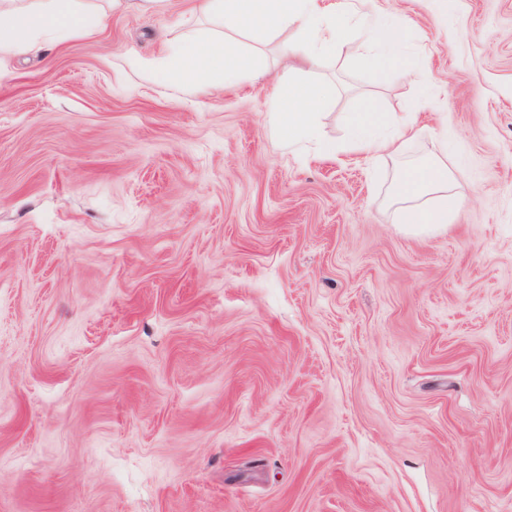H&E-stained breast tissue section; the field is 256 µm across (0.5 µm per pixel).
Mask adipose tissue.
<instances>
[{
  "mask_svg": "<svg viewBox=\"0 0 512 512\" xmlns=\"http://www.w3.org/2000/svg\"><path fill=\"white\" fill-rule=\"evenodd\" d=\"M133 2L147 13L160 0H96L89 7L81 0H0V57L35 49L44 42H67ZM370 2L337 0L324 7L320 0H197L199 14L223 25V38L199 31L170 42L162 56L142 59L141 64L170 85L196 83L221 88L244 77L265 75L256 56L238 43V34L303 31L309 37L308 45L291 44L286 52L313 65L320 51L343 38L347 22L353 19L364 33L363 47L370 52L372 66L410 74L413 63L404 54L405 21L371 8ZM331 94L326 86L278 80L272 96L273 135L288 140L316 136L319 128L314 111ZM348 126L351 147L375 155L402 153L422 133L416 120L395 127L380 112L351 113ZM448 183V167L441 162L403 169L396 182V193L403 202L397 223L414 234L447 231L458 204Z\"/></svg>",
  "mask_w": 512,
  "mask_h": 512,
  "instance_id": "1",
  "label": "adipose tissue"
}]
</instances>
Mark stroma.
Segmentation results:
<instances>
[{
    "label": "stroma",
    "instance_id": "1",
    "mask_svg": "<svg viewBox=\"0 0 512 512\" xmlns=\"http://www.w3.org/2000/svg\"><path fill=\"white\" fill-rule=\"evenodd\" d=\"M408 77L242 38L212 92L136 65L202 22L116 12L0 60V512H512V0H374ZM334 85L270 132L279 78ZM372 105L421 137L348 141ZM448 148L447 232L395 224ZM349 143L354 150L375 154L392 155L402 153L406 145L418 138L423 128L415 119H410L397 130L387 133L384 130L393 126L381 112H353L349 116Z\"/></svg>",
    "mask_w": 512,
    "mask_h": 512
}]
</instances>
